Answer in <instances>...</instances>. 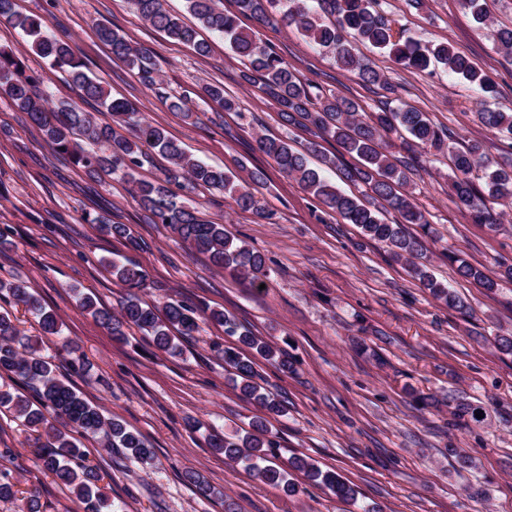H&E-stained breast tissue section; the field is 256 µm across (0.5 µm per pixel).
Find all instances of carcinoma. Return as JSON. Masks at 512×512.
<instances>
[{"label": "carcinoma", "mask_w": 512, "mask_h": 512, "mask_svg": "<svg viewBox=\"0 0 512 512\" xmlns=\"http://www.w3.org/2000/svg\"><path fill=\"white\" fill-rule=\"evenodd\" d=\"M133 9L152 27L164 32L175 42L189 44L199 55L210 52L209 44L199 38L204 28L220 35L231 50L248 60L249 68L241 74L247 85L259 82L275 102L281 119L310 131L315 140L302 149L275 136H261L257 148L270 158L278 171L295 180L327 210L344 223L355 225L363 236L384 243L397 262L407 265L411 276L429 293L444 301L450 309H465L462 298L447 284L439 281L429 267L422 236L409 231L415 224L423 236L432 234L431 223L412 200L405 187L409 174L431 150L448 151L451 159L448 188L454 202L468 210L473 221L491 231L498 230L492 205L512 200V161L490 160L478 141L457 145L448 131L437 126L426 113L404 104L368 115L360 112L358 103L334 94L320 95L303 82L288 63L253 31L242 28L235 14L224 12L222 0H185L186 11L196 24H187L169 12L163 0H130ZM240 12L251 15L261 24L283 23L294 28L303 38L332 54L338 65L362 81L388 87L383 75L355 52L359 44L369 45L388 54L406 69L425 71L433 63L441 64L448 73L459 75L478 85L481 91H493L491 78L474 67L448 43L433 47L421 45L404 31L393 26L382 8L383 0H237ZM0 19L11 22L32 38V50L47 60L51 68L68 73L83 92V98L96 102L109 112L116 123L129 130L123 136L109 124H102L74 102L54 101L38 93V78L26 74L23 62L13 51L0 47V97L11 99L40 127L48 145L67 156L94 177L100 173L118 174L135 187L142 207L153 224H161L186 243L189 248L205 253L212 264L230 274L261 285L267 277L266 258L246 242L229 235L224 225L204 220L195 209L172 189L194 190L198 187L230 194L242 210L254 206V186L264 183V173L257 169L243 180L231 171L210 166L187 154L167 131L143 121L131 104L112 99L105 88L85 72V65L71 43L49 29L45 20L20 14L15 0H0ZM98 38L109 45L112 54L122 59L149 86L157 85L158 64L154 56L131 44L111 26L96 24ZM202 103L213 104L226 112L238 109L236 99L226 95L221 83L203 84L194 92ZM482 125L502 137L512 148V113L485 110L478 113ZM402 138L406 154L394 156L385 148L390 135ZM331 140L346 154L355 155L360 165L340 163L335 155L321 151L320 141ZM146 143L172 164L160 182L136 177L142 166L140 145ZM106 146L107 155L84 149L86 145ZM335 172L337 180L326 177L323 170ZM483 172L484 188L476 187L473 171ZM360 183L369 193L366 202L353 193L343 191L338 182ZM378 200L398 212L400 222H387L382 211L372 204ZM105 236L130 238L125 224H110L92 219ZM456 274L472 280L492 292L501 281H512V265L502 267L491 276L471 262L459 258ZM112 276L127 289L117 314L102 308L90 296L80 300V308L90 314L118 339L125 336L123 327H135L151 339L155 348L171 356H182V342L194 336L200 325L214 323L224 328V335L237 338L238 346L219 350L224 367L232 371L235 387L242 395L255 401L266 413L281 416L286 411L278 395L262 390L255 381L257 373L251 352L260 354L282 373L292 372V365L283 350L239 323L220 309L197 304L190 299H168L162 307L141 301L138 291L149 286L146 271L136 262L120 255L106 261ZM0 300L20 306L50 335L61 332L56 316L48 311L31 286L19 280L0 279ZM0 373L19 380L28 387L33 398L12 392L0 385V410L14 415L25 426L44 439L39 448L38 470L68 488L83 504V512H124V508L104 496L99 487L97 468L88 464L85 449L77 437L96 439L100 451L110 455L115 450L142 465L153 458V451L143 437L128 430L119 420L107 417L88 403L73 385L56 374L53 356L30 349L29 338L21 334L17 318L7 309L0 310ZM448 413L455 425L466 426L478 421L479 408L468 403L448 402ZM252 430L244 435H226L216 430L208 434V444L224 457L244 466L257 480L295 491L288 470L302 472L310 480L329 488L339 500L359 506L360 512L372 510L358 505V490L340 474L323 471L304 455L293 454L280 460L281 443L268 420L257 416ZM184 482L209 498L215 489L197 472L187 469ZM18 483L10 472L0 468V500L17 498Z\"/></svg>", "instance_id": "1"}]
</instances>
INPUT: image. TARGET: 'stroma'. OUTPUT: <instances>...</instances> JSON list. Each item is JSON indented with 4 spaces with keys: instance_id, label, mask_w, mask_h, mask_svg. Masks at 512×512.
Wrapping results in <instances>:
<instances>
[{
    "instance_id": "1",
    "label": "stroma",
    "mask_w": 512,
    "mask_h": 512,
    "mask_svg": "<svg viewBox=\"0 0 512 512\" xmlns=\"http://www.w3.org/2000/svg\"><path fill=\"white\" fill-rule=\"evenodd\" d=\"M487 3L490 20L484 25L459 0H424L417 9L406 0H385L383 8L409 35L425 44H451L491 76L490 95L443 67L405 69L363 46L360 56L388 82L384 88L366 86L294 29L260 26L247 15L239 22L317 91L354 100L368 113L398 98L428 113L457 140L480 141L490 158L502 161V141L477 114L485 107L512 112V53L500 50L495 38L498 28H512V0ZM16 4L69 39L112 98L128 101L146 121L163 126L188 154L233 172L244 167L266 173L251 210L236 208L217 190L190 195L201 218L224 224L264 253L269 274L259 289L213 267L162 225L147 223L129 184L109 175L89 178L55 154L42 131L0 97V227L11 228L9 245L0 249V278L26 280L56 313L61 333L43 334L21 311L19 328L37 340L41 353L54 355L59 373L86 400L140 433L155 451L152 466L145 468L118 453L102 456L96 440L82 439L103 491L123 502L125 512H224L227 496L241 512H351L302 473L292 474L298 492L289 496L209 447L211 428L243 431L262 413L234 389L213 350L231 342L223 328L203 325L187 345V359H174L150 347L137 329H128L125 340L114 339L77 306L78 289L117 308L125 290L103 262L115 252L147 270L151 286L141 293L144 301L158 306L170 297L191 298L233 314L287 351L294 370L286 375L263 358L255 360L260 384L286 405L285 416L271 418V426L289 453L354 483L359 503L377 512H512V354L495 342L496 336L512 334V282L486 292L460 279L452 261L458 254L491 271L512 265V203L498 206L502 226L491 232L472 223L449 197L447 155H429L411 176L408 190L436 231L424 240L431 267L469 305L463 313L448 308L391 261L384 245L326 213L256 151L261 132L298 147L310 135L281 121L261 84H241L245 63L222 37L209 35L211 51L202 57L150 27L129 0ZM99 22L154 53L165 96L113 56L96 35ZM0 46L11 48L54 99L77 100L79 91L66 74L50 69L27 37L4 20ZM215 82L238 99L239 111L214 110L194 99L195 116L188 119L165 101ZM96 217L128 225L131 239L100 235L92 223ZM69 340L78 343V355L67 353ZM76 357L89 372L72 369ZM425 395L436 397L437 405L422 403ZM449 397L479 407L481 421L449 425ZM38 446L36 432L0 413V448L12 451L0 466L21 490H38L46 512H82L67 488L38 475ZM187 468L223 491V498L196 494L180 478Z\"/></svg>"
}]
</instances>
